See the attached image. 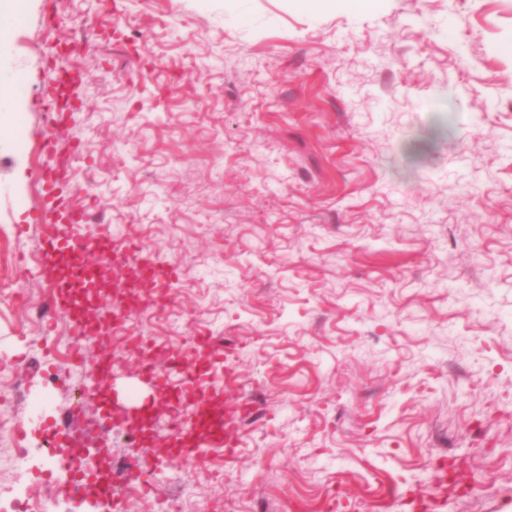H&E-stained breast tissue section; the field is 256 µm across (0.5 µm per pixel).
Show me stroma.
I'll return each instance as SVG.
<instances>
[{
    "instance_id": "35a3bbf8",
    "label": "stroma",
    "mask_w": 512,
    "mask_h": 512,
    "mask_svg": "<svg viewBox=\"0 0 512 512\" xmlns=\"http://www.w3.org/2000/svg\"><path fill=\"white\" fill-rule=\"evenodd\" d=\"M0 86V385L78 396L130 457L103 426L100 341L80 384L49 383L69 326L24 315L61 275L33 214L98 208L86 239L179 272L129 333L223 337L210 387L232 363L230 400L258 406L230 460L167 456L157 417L151 496L175 479L192 512H410L442 463L481 485L444 512H512V0H21ZM62 155L80 174L44 192Z\"/></svg>"
}]
</instances>
